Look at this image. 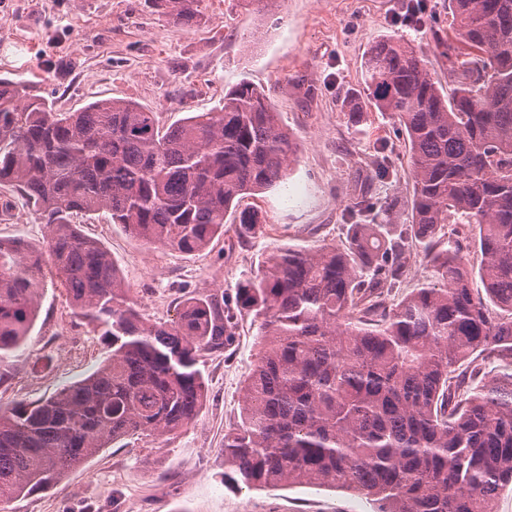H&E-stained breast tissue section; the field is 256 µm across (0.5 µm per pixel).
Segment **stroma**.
<instances>
[{
	"label": "stroma",
	"instance_id": "35a3bbf8",
	"mask_svg": "<svg viewBox=\"0 0 512 512\" xmlns=\"http://www.w3.org/2000/svg\"><path fill=\"white\" fill-rule=\"evenodd\" d=\"M199 10L198 23L183 28L151 0H0V78L27 82L58 110L131 100L155 112L165 129L219 108L228 90L248 81L269 94L299 144L280 189L244 198L265 220L263 233L244 243L230 231L204 251L183 254L142 245L107 214L75 216L154 322L175 320L196 292L236 296L276 249L344 243L355 181L381 158L390 173L372 181L368 196L380 208L394 201L389 221L405 222L410 167L399 126L374 110L352 122L343 98L362 89L368 49L389 37L423 51L440 83L448 81V62L432 39L448 32L447 0H274L260 12L242 0H200ZM301 81L314 85V97H303ZM11 204L0 214V237L42 247L46 229L31 204L17 195ZM258 341V324L246 315L224 352L203 354L208 397L183 431L127 436L52 488L13 500L6 512H377L372 499L339 489L225 485L224 434L240 419L239 389ZM110 352L74 314L65 288L47 278L26 342L0 361V407L48 398L90 375Z\"/></svg>",
	"mask_w": 512,
	"mask_h": 512
}]
</instances>
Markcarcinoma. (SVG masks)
<instances>
[{"label": "carcinoma", "instance_id": "1", "mask_svg": "<svg viewBox=\"0 0 512 512\" xmlns=\"http://www.w3.org/2000/svg\"><path fill=\"white\" fill-rule=\"evenodd\" d=\"M198 3L155 0L180 26ZM448 10L452 36L434 37L451 89L421 51L386 38L367 52L362 91L343 100L354 122L371 108L397 118L408 223L362 222L371 203L358 197L344 245L281 248L236 301L202 292L170 323L142 316L107 249L72 219L104 212L144 245L184 254L228 223L256 237L261 211L240 202L280 187L298 152L265 90L241 82L218 111L162 130L133 101L61 112L0 79V187L46 228L43 253L0 238V361L29 336L48 270L112 349L54 395L0 408V504L53 487L127 435L187 427L208 393L200 355L224 350L245 311L261 347L224 434V482L353 491L378 512H495L512 488V0ZM465 226L476 267L461 255ZM411 243L434 282L395 300Z\"/></svg>", "mask_w": 512, "mask_h": 512}]
</instances>
